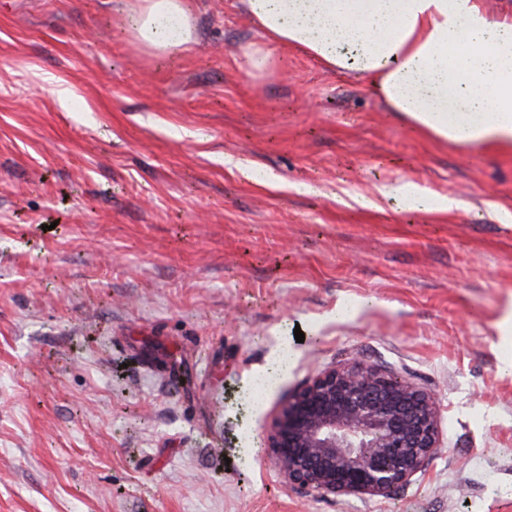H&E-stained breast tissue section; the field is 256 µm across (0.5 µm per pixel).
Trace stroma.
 Instances as JSON below:
<instances>
[{
    "instance_id": "stroma-1",
    "label": "stroma",
    "mask_w": 512,
    "mask_h": 512,
    "mask_svg": "<svg viewBox=\"0 0 512 512\" xmlns=\"http://www.w3.org/2000/svg\"><path fill=\"white\" fill-rule=\"evenodd\" d=\"M118 6L0 0V512H512V152L295 48L249 70L236 0L167 57ZM347 360L442 408L390 499L284 487L260 446Z\"/></svg>"
}]
</instances>
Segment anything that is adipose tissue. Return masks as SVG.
<instances>
[{"instance_id": "adipose-tissue-1", "label": "adipose tissue", "mask_w": 512, "mask_h": 512, "mask_svg": "<svg viewBox=\"0 0 512 512\" xmlns=\"http://www.w3.org/2000/svg\"><path fill=\"white\" fill-rule=\"evenodd\" d=\"M259 28L246 54L273 73L272 45L361 74L390 111L460 146L512 148V16L483 0H239ZM124 31L151 55L197 41L191 0H125Z\"/></svg>"}]
</instances>
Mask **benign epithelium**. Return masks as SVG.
Segmentation results:
<instances>
[{"mask_svg": "<svg viewBox=\"0 0 512 512\" xmlns=\"http://www.w3.org/2000/svg\"><path fill=\"white\" fill-rule=\"evenodd\" d=\"M436 397L360 361L319 371L288 395L262 432L284 486L386 499L442 447Z\"/></svg>", "mask_w": 512, "mask_h": 512, "instance_id": "7a95c632", "label": "benign epithelium"}]
</instances>
